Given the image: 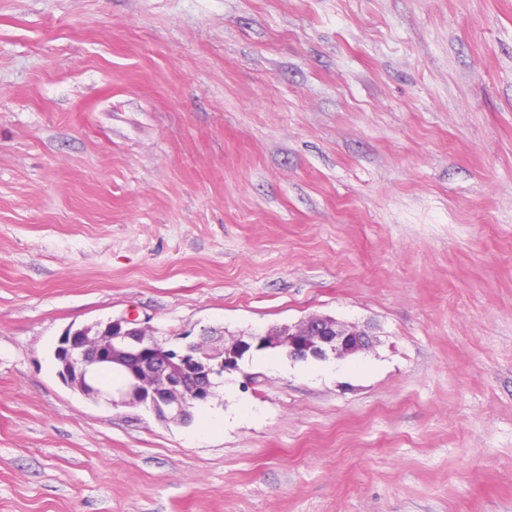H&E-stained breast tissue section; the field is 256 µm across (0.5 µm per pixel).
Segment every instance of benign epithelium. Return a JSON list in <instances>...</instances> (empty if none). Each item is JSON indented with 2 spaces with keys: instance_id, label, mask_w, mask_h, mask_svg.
<instances>
[{
  "instance_id": "obj_1",
  "label": "benign epithelium",
  "mask_w": 512,
  "mask_h": 512,
  "mask_svg": "<svg viewBox=\"0 0 512 512\" xmlns=\"http://www.w3.org/2000/svg\"><path fill=\"white\" fill-rule=\"evenodd\" d=\"M281 344L288 351L298 355L313 354L321 348L334 355L348 349L363 350L370 345L369 337L354 328L326 321L324 317H311L288 332L286 336L250 334L237 338L227 347H217L203 340L188 349L191 354L211 360L214 366H224L233 370L230 357H221L228 351H244L267 343ZM67 359L79 366L87 363L99 364L115 354L125 355L139 369L136 383L127 391H119L106 397L114 407L125 406L132 400L155 404L163 401L168 415L172 418L184 415L189 402H204L211 395L209 379L211 368L191 372L187 369L186 353L168 349L149 337L147 330L138 326L133 316L121 317L112 321V327L94 332H74L61 338Z\"/></svg>"
}]
</instances>
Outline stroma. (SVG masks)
<instances>
[{
	"label": "stroma",
	"mask_w": 512,
	"mask_h": 512,
	"mask_svg": "<svg viewBox=\"0 0 512 512\" xmlns=\"http://www.w3.org/2000/svg\"><path fill=\"white\" fill-rule=\"evenodd\" d=\"M328 316L190 444L66 385ZM0 512H512V0H0Z\"/></svg>",
	"instance_id": "1"
}]
</instances>
